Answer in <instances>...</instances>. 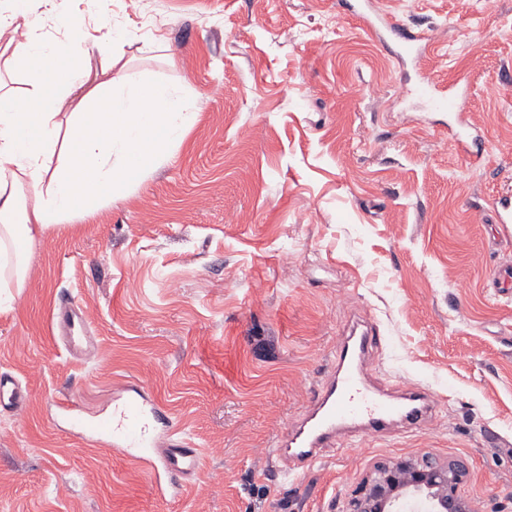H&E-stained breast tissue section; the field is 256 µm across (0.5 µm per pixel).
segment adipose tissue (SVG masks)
<instances>
[{
    "label": "adipose tissue",
    "mask_w": 512,
    "mask_h": 512,
    "mask_svg": "<svg viewBox=\"0 0 512 512\" xmlns=\"http://www.w3.org/2000/svg\"><path fill=\"white\" fill-rule=\"evenodd\" d=\"M123 45L118 35L99 44L103 66L95 75L69 44L46 41L29 22L11 55L26 83L23 92L0 94V270L11 280H22L49 231L92 213L105 189L138 180L184 134L189 100L150 81H114ZM22 190L32 203L15 224Z\"/></svg>",
    "instance_id": "1"
}]
</instances>
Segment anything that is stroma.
<instances>
[{
  "mask_svg": "<svg viewBox=\"0 0 512 512\" xmlns=\"http://www.w3.org/2000/svg\"><path fill=\"white\" fill-rule=\"evenodd\" d=\"M91 67L124 33L114 78L143 77L194 103L183 139L93 214L36 247L0 314V512H331L384 461L464 459L473 512H512V264L488 201L512 192V0H398L437 45L412 63L346 0H59ZM466 76L480 167L450 152L441 113L403 97L417 73ZM497 84L498 96L483 95ZM93 322L70 353L65 300ZM375 329L369 380L435 392L419 433L345 435L295 482L269 450L318 388L346 326ZM139 385L172 409L204 466L157 499L119 453L71 436L55 402L87 415Z\"/></svg>",
  "mask_w": 512,
  "mask_h": 512,
  "instance_id": "1",
  "label": "stroma"
}]
</instances>
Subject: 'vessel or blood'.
Masks as SVG:
<instances>
[{
  "mask_svg": "<svg viewBox=\"0 0 512 512\" xmlns=\"http://www.w3.org/2000/svg\"><path fill=\"white\" fill-rule=\"evenodd\" d=\"M386 27L402 48L419 49L433 40L431 34L411 32L391 20ZM469 90L465 79H457L442 90L425 75L417 93L428 108L453 118L450 146L468 151L478 160L484 147L479 135L471 132L470 122L462 112ZM491 209L496 223L504 231L512 232V194L494 197ZM91 325L86 312L74 308L60 311L55 317V328L72 352L89 347ZM370 343V336L363 331L350 332L339 340L335 356L327 366L323 388L312 396L292 426L281 430L273 440V455L281 473L303 474L321 458L324 449L335 447L343 430L353 429L363 437L376 438L397 424L419 430L432 420L437 408L432 393L411 387L392 395L369 387L365 363ZM59 411L70 430L81 439L119 449L128 464L149 475L163 498L179 495L183 479L196 475L202 467L200 453L178 437L169 413L156 398L138 388L129 387L119 393L112 401L111 413L104 416L88 418L65 405Z\"/></svg>",
  "mask_w": 512,
  "mask_h": 512,
  "instance_id": "vessel-or-blood-1",
  "label": "vessel or blood"
}]
</instances>
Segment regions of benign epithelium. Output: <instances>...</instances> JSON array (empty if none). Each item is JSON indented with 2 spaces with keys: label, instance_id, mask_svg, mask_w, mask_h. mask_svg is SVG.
<instances>
[{
  "label": "benign epithelium",
  "instance_id": "1",
  "mask_svg": "<svg viewBox=\"0 0 512 512\" xmlns=\"http://www.w3.org/2000/svg\"><path fill=\"white\" fill-rule=\"evenodd\" d=\"M467 475L468 466L461 459L439 462L421 457L384 463L341 512H397L405 497L420 500L427 512H470V504L461 494Z\"/></svg>",
  "mask_w": 512,
  "mask_h": 512
}]
</instances>
